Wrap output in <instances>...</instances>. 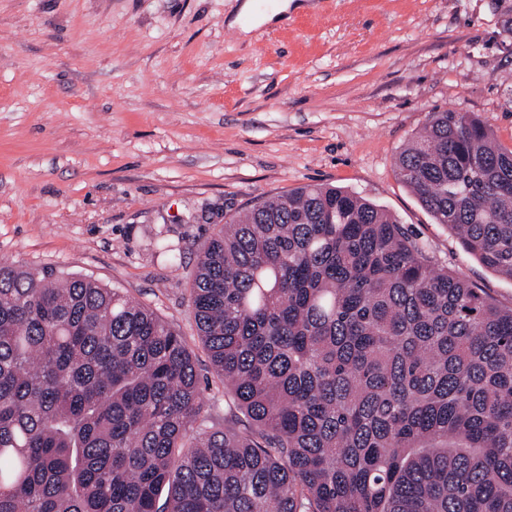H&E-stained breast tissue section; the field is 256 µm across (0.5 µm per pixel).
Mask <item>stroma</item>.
<instances>
[{"label": "stroma", "instance_id": "35a3bbf8", "mask_svg": "<svg viewBox=\"0 0 512 512\" xmlns=\"http://www.w3.org/2000/svg\"><path fill=\"white\" fill-rule=\"evenodd\" d=\"M244 0H0V263L122 289L184 336L223 418L189 306L200 246L305 184L393 215L435 266L512 307L397 174L435 110L512 149V0H308L249 35ZM167 239L181 259L158 256Z\"/></svg>", "mask_w": 512, "mask_h": 512}]
</instances>
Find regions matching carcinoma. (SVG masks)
I'll list each match as a JSON object with an SVG mask.
<instances>
[{
	"label": "carcinoma",
	"instance_id": "1",
	"mask_svg": "<svg viewBox=\"0 0 512 512\" xmlns=\"http://www.w3.org/2000/svg\"><path fill=\"white\" fill-rule=\"evenodd\" d=\"M398 175L512 279V149L429 114ZM198 335L117 288L0 263V512H512V308L385 210L305 185L202 245Z\"/></svg>",
	"mask_w": 512,
	"mask_h": 512
}]
</instances>
